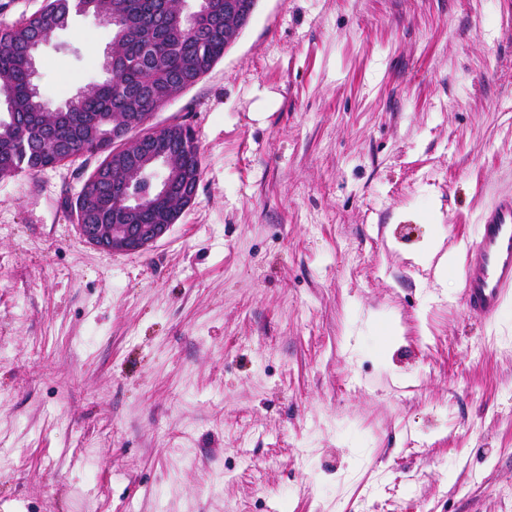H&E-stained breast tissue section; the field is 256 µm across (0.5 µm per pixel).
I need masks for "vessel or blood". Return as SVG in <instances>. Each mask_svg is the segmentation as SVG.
<instances>
[{
    "label": "vessel or blood",
    "mask_w": 512,
    "mask_h": 512,
    "mask_svg": "<svg viewBox=\"0 0 512 512\" xmlns=\"http://www.w3.org/2000/svg\"><path fill=\"white\" fill-rule=\"evenodd\" d=\"M460 302L473 319L488 322L512 293V193L485 208L476 237L464 250Z\"/></svg>",
    "instance_id": "1"
}]
</instances>
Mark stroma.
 Instances as JSON below:
<instances>
[{
  "mask_svg": "<svg viewBox=\"0 0 512 512\" xmlns=\"http://www.w3.org/2000/svg\"><path fill=\"white\" fill-rule=\"evenodd\" d=\"M111 40L73 16L43 99ZM155 120L202 175L142 253L76 229L96 158L0 176V512H512V301L459 300L512 191V0H259Z\"/></svg>",
  "mask_w": 512,
  "mask_h": 512,
  "instance_id": "1",
  "label": "stroma"
}]
</instances>
